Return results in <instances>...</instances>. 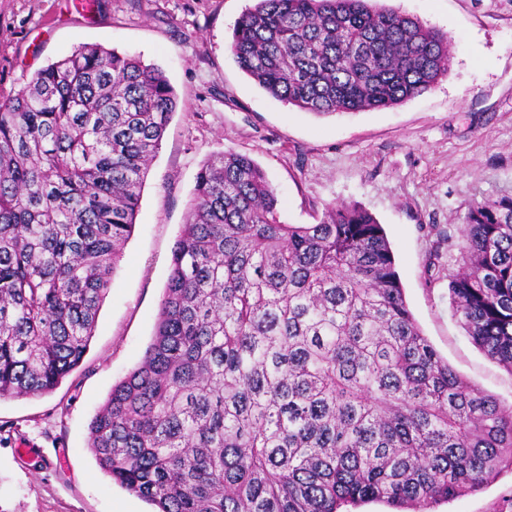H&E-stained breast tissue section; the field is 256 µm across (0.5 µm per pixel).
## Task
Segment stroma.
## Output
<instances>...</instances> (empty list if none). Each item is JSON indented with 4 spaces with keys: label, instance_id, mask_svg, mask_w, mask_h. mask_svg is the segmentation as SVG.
<instances>
[{
    "label": "stroma",
    "instance_id": "obj_1",
    "mask_svg": "<svg viewBox=\"0 0 512 512\" xmlns=\"http://www.w3.org/2000/svg\"><path fill=\"white\" fill-rule=\"evenodd\" d=\"M380 3L452 36L447 75L394 107L316 116L273 98L230 54L253 0H0V93L97 43L161 68L178 99L82 362L51 393L0 399V512H150L99 469L89 423L151 340L196 173L218 151L259 164L285 223H317L334 203L371 213L424 335L512 403V373L472 344L448 299L449 235L471 204L512 193V0ZM432 512H512V473Z\"/></svg>",
    "mask_w": 512,
    "mask_h": 512
}]
</instances>
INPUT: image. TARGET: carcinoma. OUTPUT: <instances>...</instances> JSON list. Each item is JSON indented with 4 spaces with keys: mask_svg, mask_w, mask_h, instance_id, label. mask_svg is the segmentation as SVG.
<instances>
[{
    "mask_svg": "<svg viewBox=\"0 0 512 512\" xmlns=\"http://www.w3.org/2000/svg\"><path fill=\"white\" fill-rule=\"evenodd\" d=\"M448 34L369 0H256L228 50L315 115L396 106L448 72ZM178 105L165 73L83 44L0 99V398L82 361ZM453 312L512 373V194L458 228ZM98 466L154 512H390L512 472V405L459 375L356 204L286 224L262 168L208 156L151 343L89 424Z\"/></svg>",
    "mask_w": 512,
    "mask_h": 512,
    "instance_id": "cac0c4a2",
    "label": "carcinoma"
}]
</instances>
